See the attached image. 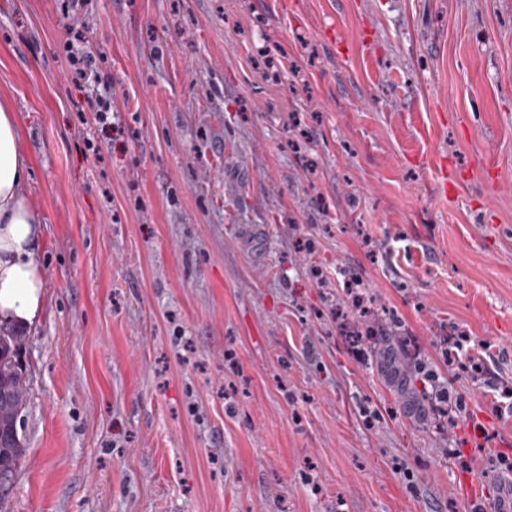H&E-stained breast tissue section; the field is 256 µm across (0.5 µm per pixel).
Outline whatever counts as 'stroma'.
<instances>
[{
	"instance_id": "obj_1",
	"label": "stroma",
	"mask_w": 512,
	"mask_h": 512,
	"mask_svg": "<svg viewBox=\"0 0 512 512\" xmlns=\"http://www.w3.org/2000/svg\"><path fill=\"white\" fill-rule=\"evenodd\" d=\"M0 0V102L45 223L9 512H472L512 491V0ZM463 393L407 414L332 317ZM378 418L366 422L364 409ZM414 474L405 480L404 471ZM81 40L79 32H75L73 28L66 29V35L63 42V48L66 51V59L68 61V71L72 81L77 85L87 83L91 77L98 84L102 83L103 93L97 89V92L87 95L85 98L86 111L94 112L95 121L98 124L107 122V113L112 107V95L110 93L111 85L103 81L99 74L92 75L90 71L92 58L83 52L78 42ZM467 342V336L462 333L457 336H448L444 342L443 356L448 366L460 363L473 379L476 381L484 379L487 376V369L482 361L475 360L469 354V349L465 348ZM448 403V390L445 388H441L440 386L435 387L432 391L431 397L428 398L427 407L422 414V418H427L429 415H434L438 417H447L448 422H452L454 419V415L452 412L454 411L452 407L448 405V411L443 407L442 404ZM466 399L464 395H458L454 399V409L456 412L462 413L466 411ZM454 411V412H455Z\"/></svg>"
}]
</instances>
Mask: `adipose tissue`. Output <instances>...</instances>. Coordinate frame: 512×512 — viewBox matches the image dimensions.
I'll return each instance as SVG.
<instances>
[{"mask_svg": "<svg viewBox=\"0 0 512 512\" xmlns=\"http://www.w3.org/2000/svg\"><path fill=\"white\" fill-rule=\"evenodd\" d=\"M30 182L17 121L0 103V323L25 330L34 325L44 297L37 255L45 228L30 197Z\"/></svg>", "mask_w": 512, "mask_h": 512, "instance_id": "obj_1", "label": "adipose tissue"}]
</instances>
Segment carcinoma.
<instances>
[{"label":"carcinoma","instance_id":"obj_1","mask_svg":"<svg viewBox=\"0 0 512 512\" xmlns=\"http://www.w3.org/2000/svg\"><path fill=\"white\" fill-rule=\"evenodd\" d=\"M28 340L27 331L0 325V512H7L26 455L19 429L29 401Z\"/></svg>","mask_w":512,"mask_h":512}]
</instances>
